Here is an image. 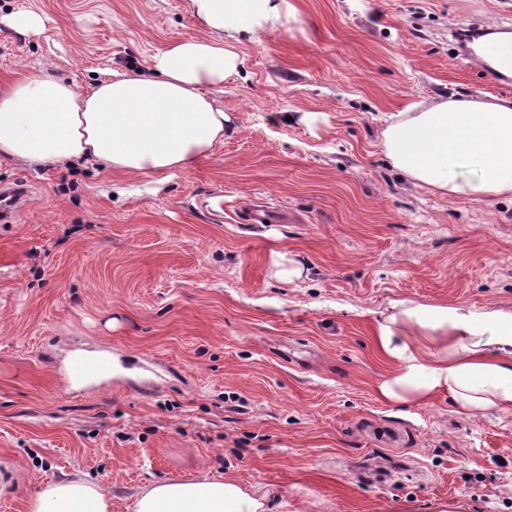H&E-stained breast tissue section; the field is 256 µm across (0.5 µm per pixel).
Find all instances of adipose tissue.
<instances>
[{
    "instance_id": "1",
    "label": "adipose tissue",
    "mask_w": 512,
    "mask_h": 512,
    "mask_svg": "<svg viewBox=\"0 0 512 512\" xmlns=\"http://www.w3.org/2000/svg\"><path fill=\"white\" fill-rule=\"evenodd\" d=\"M209 32L157 52L142 70L113 72L91 89L43 69L0 88V163H86L128 175L192 171L224 141L230 118L209 94L236 71L228 36L296 19L291 0H189ZM382 144L415 186L455 198L512 195V99L460 97L391 115ZM378 326L395 365L378 390L387 400L448 397L459 412H512V312L464 304L394 301ZM110 496L79 478L52 481L30 512H109ZM134 512H264L262 498L232 479L161 480Z\"/></svg>"
}]
</instances>
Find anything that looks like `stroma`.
Masks as SVG:
<instances>
[{"label":"stroma","instance_id":"obj_1","mask_svg":"<svg viewBox=\"0 0 512 512\" xmlns=\"http://www.w3.org/2000/svg\"><path fill=\"white\" fill-rule=\"evenodd\" d=\"M292 2L297 22L235 41L213 92L231 125L193 171L0 164L33 185L0 223V512L66 475L112 512L201 476L265 512H512V413L376 391L392 301L512 310V198L413 186L381 137L414 103L512 99L450 34L512 29V0ZM19 12L43 28L18 33ZM206 35L187 0H0V82L44 68L86 89ZM110 350L108 381L67 376Z\"/></svg>","mask_w":512,"mask_h":512}]
</instances>
